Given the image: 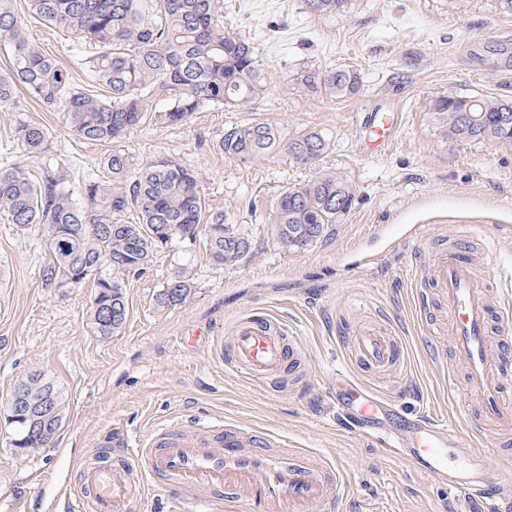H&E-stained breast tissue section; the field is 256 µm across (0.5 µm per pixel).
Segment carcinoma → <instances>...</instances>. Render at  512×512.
<instances>
[{
  "label": "carcinoma",
  "mask_w": 512,
  "mask_h": 512,
  "mask_svg": "<svg viewBox=\"0 0 512 512\" xmlns=\"http://www.w3.org/2000/svg\"><path fill=\"white\" fill-rule=\"evenodd\" d=\"M217 0H0V45L9 48L10 73L0 75V112L14 113V138L32 155L49 150V129L26 119L17 90L48 111L79 139L115 144L98 161L97 173L73 186L66 163L49 165L35 179L22 165L0 169V213L20 227L56 228L72 243L66 252L46 243L50 261L41 271L48 292L85 283V271L98 269L93 286L97 305L88 320L101 336L124 327L128 303L122 275L144 269L175 240L194 242L204 228L206 260L221 268L243 257L248 235L224 224V209L202 192L191 167L172 159L138 167L118 147L147 121L181 126L194 113L248 106L265 93L268 76L257 64L253 44L220 22ZM309 13L335 14L346 0H304ZM38 17L91 49L85 58L91 83L80 87L67 69L26 37ZM301 89L345 99L358 94V70L304 71ZM436 120L454 141L479 140L512 145V99L444 95L432 102ZM281 133L263 122L224 133V154L243 161L280 150ZM331 143L309 133L288 143L299 164L317 166ZM355 186L330 169L288 188L270 218L271 236L286 248L306 247L349 213ZM194 291L186 271L174 273L155 296L160 308L180 304ZM32 420L12 424L11 446L22 443Z\"/></svg>",
  "instance_id": "1"
}]
</instances>
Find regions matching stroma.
<instances>
[{
    "instance_id": "35a3bbf8",
    "label": "stroma",
    "mask_w": 512,
    "mask_h": 512,
    "mask_svg": "<svg viewBox=\"0 0 512 512\" xmlns=\"http://www.w3.org/2000/svg\"><path fill=\"white\" fill-rule=\"evenodd\" d=\"M225 25L249 37L268 75V93L241 112L209 110L188 124L146 123L126 141L137 162L174 158L200 175L202 191L224 208V221L249 234L250 251L224 269L203 251L173 242L146 270L124 276L127 321L102 337L88 321L92 283L48 293L40 273L49 259L38 228L0 218V407L14 385L39 372L66 400L53 442L25 456L13 454L0 420V512H73L61 493L76 467L111 433L127 451L171 418L200 426L232 421L284 437L289 446L338 465L350 480L345 512H479L478 500L449 490L404 461L350 432L329 390L336 372L352 364L340 331L385 319L405 346V362L381 376L359 379L402 404L385 427L404 428L406 412L457 419L462 451L493 445L474 439L454 395L431 369V353H450L447 313L429 290V321L419 319L413 292L421 271L458 238L478 277L512 283V147L448 140L434 119L439 95L512 97V15L498 0H349L344 12L313 15L303 0H221ZM28 39L55 57L76 83L87 80L68 33L32 18ZM349 67L360 92L336 99L298 89V72ZM397 109L395 142L364 152L365 116ZM29 121L52 132L51 157L66 160L75 177L91 172L107 144L79 140L58 113L29 103ZM258 120L287 139L317 132L332 142L324 167L348 178L355 203L323 239L289 250L268 232L267 219L288 187L312 169L287 152L248 162L224 155L230 127ZM21 163L40 175L46 159L25 155L13 137V115L0 112V167ZM420 238L405 242L412 225ZM188 268L194 293L157 307L155 296L179 268ZM272 316L296 338L297 367L287 381L259 385L226 370L218 354L236 321Z\"/></svg>"
}]
</instances>
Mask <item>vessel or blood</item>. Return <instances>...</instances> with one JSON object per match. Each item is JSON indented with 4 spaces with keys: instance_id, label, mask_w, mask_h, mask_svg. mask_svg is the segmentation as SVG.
<instances>
[{
    "instance_id": "vessel-or-blood-1",
    "label": "vessel or blood",
    "mask_w": 512,
    "mask_h": 512,
    "mask_svg": "<svg viewBox=\"0 0 512 512\" xmlns=\"http://www.w3.org/2000/svg\"><path fill=\"white\" fill-rule=\"evenodd\" d=\"M396 112H378L368 121L367 150L380 152L394 140ZM432 279L452 316L448 330L452 360L438 359L437 372L455 380L454 365H461L468 385L481 408L480 422L491 427L499 441L490 460L457 451L455 429L447 420L415 415L408 434L369 430L375 416L385 410L379 391L361 383L349 372L336 376V406L353 428L369 433L390 455L406 460L448 488L477 497L482 512H512L504 498V478L512 476V365L492 362L487 327L491 317L512 321V298L492 302L489 289L480 287L471 262L462 250L449 249L432 265ZM350 359L381 373L402 364L403 340L379 325L364 328L346 342ZM220 354L224 364L247 379L265 384L281 378L293 343L273 318L245 316L234 326V335ZM283 444L272 432L246 430L225 423L219 440L179 421L164 425L136 461L110 462L93 455L82 463L78 481L70 486L83 512H138L147 479L187 497L188 512H341L345 478L329 464L313 461L295 451L278 454ZM212 490V497L197 499L198 489Z\"/></svg>"
}]
</instances>
